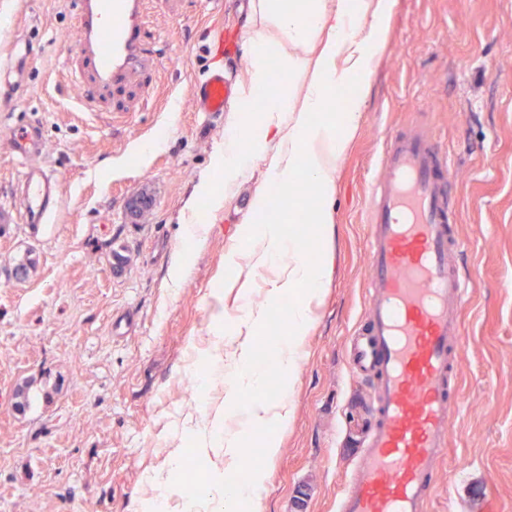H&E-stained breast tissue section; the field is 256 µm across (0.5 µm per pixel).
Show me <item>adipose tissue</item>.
Instances as JSON below:
<instances>
[{"label":"adipose tissue","mask_w":512,"mask_h":512,"mask_svg":"<svg viewBox=\"0 0 512 512\" xmlns=\"http://www.w3.org/2000/svg\"><path fill=\"white\" fill-rule=\"evenodd\" d=\"M391 8L392 0H259L244 43L247 48L259 47L276 56L289 82L257 117L248 139L229 138L218 150L215 164L224 170L225 192H232L256 157L266 160L269 182L285 186L296 177H306L316 199L308 215L310 230L322 243L332 241L338 161L359 125ZM348 85L356 90L351 107L330 113V97ZM316 112L323 113V120L312 121ZM266 208L265 195L257 194L251 221L241 229L242 238L251 246L245 263L236 264L235 273L249 279L262 269L276 267L267 290L274 301L300 285L308 287L304 298L289 309L288 335L273 351L288 386L303 359L315 322L313 303L329 271L324 262L286 259L287 242L280 225L265 223ZM264 319V310L248 308L234 331L237 346L230 369L236 390H251L263 382L252 362L251 338ZM224 420V415H215L199 441L212 453L223 454L230 466L239 459L240 436L238 430L225 426Z\"/></svg>","instance_id":"obj_1"}]
</instances>
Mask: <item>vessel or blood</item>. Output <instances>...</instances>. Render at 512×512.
Returning <instances> with one entry per match:
<instances>
[{"instance_id":"vessel-or-blood-1","label":"vessel or blood","mask_w":512,"mask_h":512,"mask_svg":"<svg viewBox=\"0 0 512 512\" xmlns=\"http://www.w3.org/2000/svg\"><path fill=\"white\" fill-rule=\"evenodd\" d=\"M73 51L85 102L109 93L129 76L158 66L142 47L145 0H75ZM33 46L22 37L6 48L0 94L22 87ZM234 84L220 67L192 86L196 111L221 115ZM0 141L20 164L13 185L21 209L0 211V222L39 233L61 198L56 173L36 158L45 131L35 121L0 129ZM383 178L365 202V250L372 270L367 327L350 338L352 369L374 380L376 424L345 469L336 512H426L459 408L456 365L465 348L461 315L470 281L455 264L460 251L448 188L455 163L419 131L389 138L381 156Z\"/></svg>"}]
</instances>
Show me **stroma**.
Wrapping results in <instances>:
<instances>
[{
  "label": "stroma",
  "mask_w": 512,
  "mask_h": 512,
  "mask_svg": "<svg viewBox=\"0 0 512 512\" xmlns=\"http://www.w3.org/2000/svg\"><path fill=\"white\" fill-rule=\"evenodd\" d=\"M257 3L148 0L143 39L164 65L89 107L71 80V0H0V62L18 36L35 54L0 126L39 121L42 162L61 180L53 224L35 237L0 233V512L181 510L191 498L222 512L224 479L209 469L191 482L185 471L206 459L197 426L229 402L214 341L263 307L253 350L269 351L286 330L278 307L294 299L270 302L273 269L244 288L232 268L267 185L263 160L208 208L200 234H186L180 214L200 180L223 190L215 154L249 126L230 108L213 120L196 112L190 89L219 61L227 78L249 83L244 34ZM414 128L455 158L460 265L473 280L462 404L426 512H512V0H394L339 162L330 272L289 394L293 417L272 458L256 455V432L239 425V465L266 480L261 505L246 499L237 512H336L344 470L374 421V385L347 364L371 276L364 204L386 138ZM173 448L182 467L159 484Z\"/></svg>",
  "instance_id": "stroma-1"
}]
</instances>
